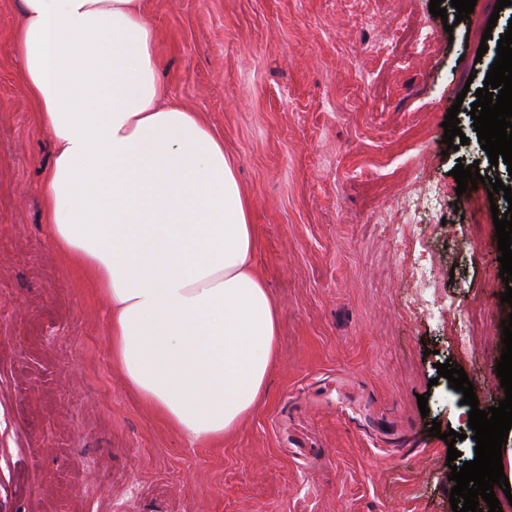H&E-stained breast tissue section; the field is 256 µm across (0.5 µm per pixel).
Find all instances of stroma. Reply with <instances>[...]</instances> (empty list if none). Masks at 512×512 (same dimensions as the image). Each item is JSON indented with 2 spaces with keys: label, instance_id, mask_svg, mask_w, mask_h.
Segmentation results:
<instances>
[{
  "label": "stroma",
  "instance_id": "1",
  "mask_svg": "<svg viewBox=\"0 0 512 512\" xmlns=\"http://www.w3.org/2000/svg\"><path fill=\"white\" fill-rule=\"evenodd\" d=\"M496 2L448 32L430 0H146L172 100L234 162L279 319L256 409L190 448L113 369L109 301L47 235L54 145L0 0V512H452L451 445L429 430L461 433L454 466L475 443L437 366L464 368L480 409L505 397L492 213L512 205L450 175L512 186L467 113L512 25ZM457 101L468 142L449 151ZM476 305L490 320L463 350ZM479 322L483 323L482 313H476L474 309L468 310L462 317L459 318V334L457 340L461 346L471 342L473 336H478Z\"/></svg>",
  "mask_w": 512,
  "mask_h": 512
}]
</instances>
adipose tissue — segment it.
Returning <instances> with one entry per match:
<instances>
[{
	"mask_svg": "<svg viewBox=\"0 0 512 512\" xmlns=\"http://www.w3.org/2000/svg\"><path fill=\"white\" fill-rule=\"evenodd\" d=\"M13 52L56 147L48 235L109 299L113 367L186 445L222 441L278 335L223 139L159 81L144 0H21Z\"/></svg>",
	"mask_w": 512,
	"mask_h": 512,
	"instance_id": "adipose-tissue-1",
	"label": "adipose tissue"
}]
</instances>
